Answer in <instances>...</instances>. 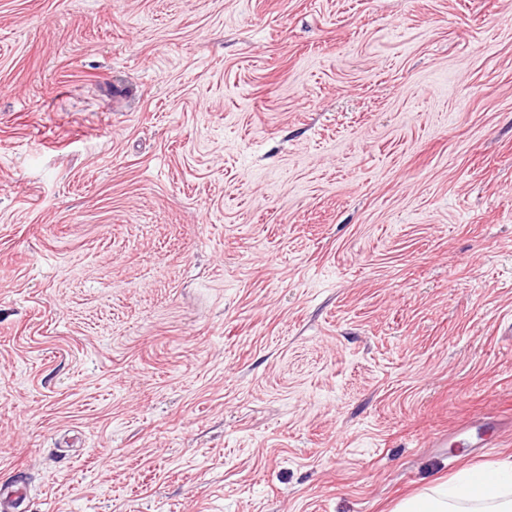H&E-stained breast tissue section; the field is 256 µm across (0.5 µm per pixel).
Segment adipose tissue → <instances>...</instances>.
<instances>
[{
  "instance_id": "1",
  "label": "adipose tissue",
  "mask_w": 512,
  "mask_h": 512,
  "mask_svg": "<svg viewBox=\"0 0 512 512\" xmlns=\"http://www.w3.org/2000/svg\"><path fill=\"white\" fill-rule=\"evenodd\" d=\"M393 512H512V459L465 469L399 501Z\"/></svg>"
}]
</instances>
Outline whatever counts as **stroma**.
<instances>
[{
    "label": "stroma",
    "instance_id": "stroma-1",
    "mask_svg": "<svg viewBox=\"0 0 512 512\" xmlns=\"http://www.w3.org/2000/svg\"><path fill=\"white\" fill-rule=\"evenodd\" d=\"M512 457V0H0V489L391 512Z\"/></svg>",
    "mask_w": 512,
    "mask_h": 512
}]
</instances>
